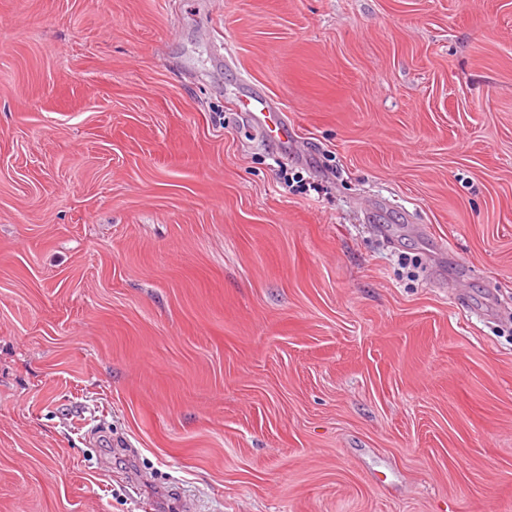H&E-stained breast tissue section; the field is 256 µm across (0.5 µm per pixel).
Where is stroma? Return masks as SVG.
<instances>
[{
  "label": "stroma",
  "mask_w": 512,
  "mask_h": 512,
  "mask_svg": "<svg viewBox=\"0 0 512 512\" xmlns=\"http://www.w3.org/2000/svg\"><path fill=\"white\" fill-rule=\"evenodd\" d=\"M0 512H512V0H0ZM238 110L265 135L288 145L292 138L281 109L265 95H246L239 99Z\"/></svg>",
  "instance_id": "1"
}]
</instances>
